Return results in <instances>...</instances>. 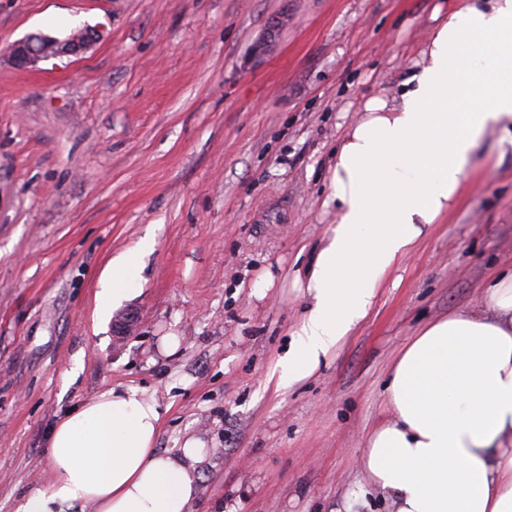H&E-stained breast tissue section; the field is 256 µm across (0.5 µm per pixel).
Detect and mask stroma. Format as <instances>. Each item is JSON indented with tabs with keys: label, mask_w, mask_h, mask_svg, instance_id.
I'll return each mask as SVG.
<instances>
[{
	"label": "stroma",
	"mask_w": 512,
	"mask_h": 512,
	"mask_svg": "<svg viewBox=\"0 0 512 512\" xmlns=\"http://www.w3.org/2000/svg\"><path fill=\"white\" fill-rule=\"evenodd\" d=\"M438 6L0 0V512L47 484L57 419L126 386L157 399L159 452L205 442L191 512H391L368 437L402 349L512 272V137L487 134L458 206L312 377L278 393L268 375L336 224L339 140L366 99L397 95ZM85 28L80 55L8 56ZM150 230L135 290L100 312L110 261ZM125 312L138 325L119 339Z\"/></svg>",
	"instance_id": "1"
}]
</instances>
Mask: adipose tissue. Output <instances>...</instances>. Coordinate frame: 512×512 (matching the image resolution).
<instances>
[{
    "label": "adipose tissue",
    "instance_id": "adipose-tissue-1",
    "mask_svg": "<svg viewBox=\"0 0 512 512\" xmlns=\"http://www.w3.org/2000/svg\"><path fill=\"white\" fill-rule=\"evenodd\" d=\"M491 131H512V0H455L398 96L367 99L336 150V224L305 282L312 306L294 347L270 372L276 390L311 377L366 317L387 275L457 205ZM152 246L113 258L100 307L131 293ZM488 307L429 323L393 364L391 417L363 461L393 512H512V277L492 285ZM160 422L137 387L67 413L49 442L50 482L16 512H190L204 443L159 453Z\"/></svg>",
    "mask_w": 512,
    "mask_h": 512
}]
</instances>
